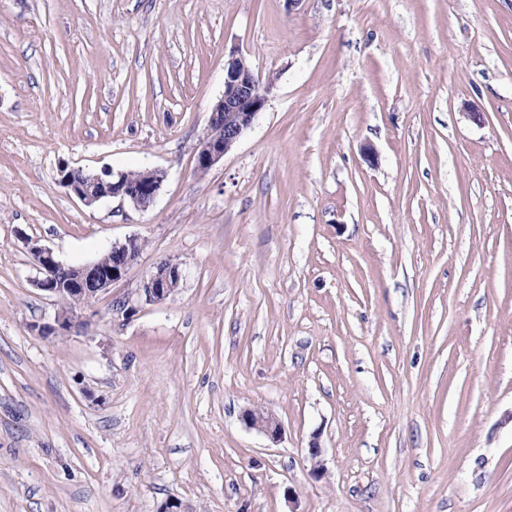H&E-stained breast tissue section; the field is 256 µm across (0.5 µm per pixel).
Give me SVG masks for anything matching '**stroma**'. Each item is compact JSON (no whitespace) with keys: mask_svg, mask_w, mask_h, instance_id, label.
<instances>
[{"mask_svg":"<svg viewBox=\"0 0 512 512\" xmlns=\"http://www.w3.org/2000/svg\"><path fill=\"white\" fill-rule=\"evenodd\" d=\"M240 56L268 101L197 171ZM63 164L167 178L87 207ZM134 236L38 334L28 241ZM511 413L512 0H0V512H512ZM180 265L170 260L163 261L155 267L152 272L139 288L134 300L132 296L113 300L112 310L122 312L123 315L133 313L137 309L136 303L154 304L162 302L174 295L181 281ZM242 418L249 428L265 434L272 440H278L282 434V424L268 411L250 408L244 411Z\"/></svg>","mask_w":512,"mask_h":512,"instance_id":"35a3bbf8","label":"stroma"}]
</instances>
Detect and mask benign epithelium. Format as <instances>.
Segmentation results:
<instances>
[{
    "instance_id": "7a95c632",
    "label": "benign epithelium",
    "mask_w": 512,
    "mask_h": 512,
    "mask_svg": "<svg viewBox=\"0 0 512 512\" xmlns=\"http://www.w3.org/2000/svg\"><path fill=\"white\" fill-rule=\"evenodd\" d=\"M271 88L272 82H264L256 77L243 58H233L227 63L224 67L223 95L212 108L209 130L197 150V170H208L234 147L265 107ZM74 173L75 170L68 165H61L59 183L86 206L103 199L118 198L137 208H146L154 201L167 177L166 171L159 168L146 170L137 181L129 180L123 172L115 173L108 168L98 173L83 171L78 179ZM28 246L40 273L33 281L35 288L54 298L68 293L81 299L73 307L58 309L54 324L34 325L42 335L85 325V321L80 319L85 305L109 291L115 282L127 274L142 253L140 240L130 237L112 244L109 250L112 261L109 263L95 260L76 267L57 260L49 248L32 242ZM181 277L179 263L163 261L143 282L137 297L115 300L112 307L128 315L136 311L139 303L162 302L177 292ZM242 418L248 427L272 440L279 439L282 434V424L268 411L250 408L244 411Z\"/></svg>"
}]
</instances>
